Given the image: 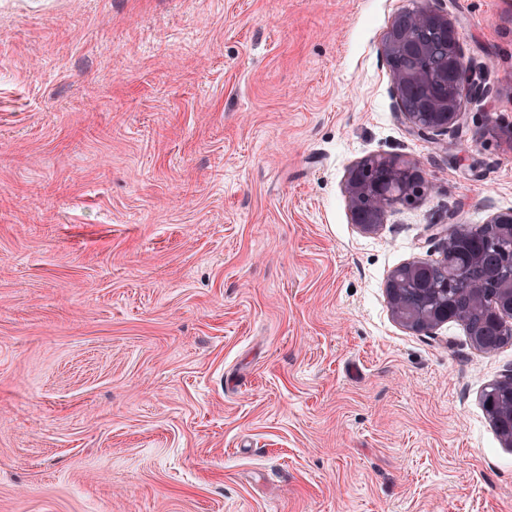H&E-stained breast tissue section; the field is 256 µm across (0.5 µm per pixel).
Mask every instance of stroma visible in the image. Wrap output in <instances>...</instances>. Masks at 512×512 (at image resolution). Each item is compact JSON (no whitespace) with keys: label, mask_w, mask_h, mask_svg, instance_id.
I'll use <instances>...</instances> for the list:
<instances>
[{"label":"stroma","mask_w":512,"mask_h":512,"mask_svg":"<svg viewBox=\"0 0 512 512\" xmlns=\"http://www.w3.org/2000/svg\"><path fill=\"white\" fill-rule=\"evenodd\" d=\"M408 0H0V512H512V373L387 281L512 210V0H440L487 94L408 134ZM417 163L365 232L343 183ZM410 283V280L404 276L402 279H395L390 286L389 277L386 290L395 320L402 327L416 332L433 329L443 321H447L442 320L437 306L428 303V307L422 304L417 308H409L404 304L403 295L405 289H409Z\"/></svg>","instance_id":"35a3bbf8"}]
</instances>
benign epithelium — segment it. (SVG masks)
Segmentation results:
<instances>
[{"instance_id":"7a95c632","label":"benign epithelium","mask_w":512,"mask_h":512,"mask_svg":"<svg viewBox=\"0 0 512 512\" xmlns=\"http://www.w3.org/2000/svg\"><path fill=\"white\" fill-rule=\"evenodd\" d=\"M433 31L452 36L450 59L442 63L410 69L392 68V96L402 114L407 131L418 137L436 139L449 132L459 133L465 125L467 104L484 87L475 79L470 63L457 38L456 22L448 11L434 0H414L413 6L395 15L386 31L379 51L388 63L402 56L417 55L436 58L432 45L417 38V33ZM376 164L399 191L393 192L378 185L375 179L359 166H353L346 177L344 194L351 222L365 232L375 230L387 215L398 207L423 198L426 180L420 168L398 157L379 156ZM468 226L455 220V212H448V223L431 225L432 236L442 243V252ZM410 285L406 277L387 286V295L395 320L404 328L416 332L427 331L442 323L436 306L420 305L409 308L403 295ZM506 303L503 309L505 328L512 334V275L505 279V287L498 289Z\"/></svg>"}]
</instances>
